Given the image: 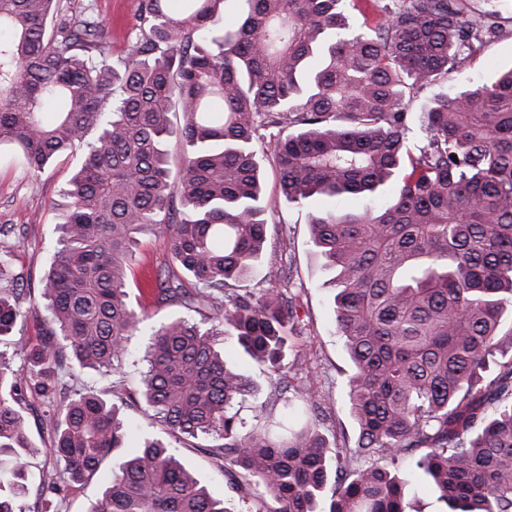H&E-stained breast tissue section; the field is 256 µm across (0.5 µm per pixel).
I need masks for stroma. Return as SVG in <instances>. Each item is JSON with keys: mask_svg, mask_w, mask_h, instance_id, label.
Masks as SVG:
<instances>
[{"mask_svg": "<svg viewBox=\"0 0 512 512\" xmlns=\"http://www.w3.org/2000/svg\"><path fill=\"white\" fill-rule=\"evenodd\" d=\"M86 2L94 17L111 27L112 55L120 57L129 36L139 31L138 0ZM509 69H512V32L507 31L489 42L469 64L467 71L473 79L489 81ZM78 162V156L65 154L38 174L9 160L0 163V225L12 228L9 235L0 236V257L8 261L4 268L7 277L23 275L25 287L31 290L30 298L23 304L27 312L25 319L17 324L12 339L0 340V352L6 355H15L20 343L39 341L45 331L44 274L56 248V227L63 220L65 199L62 191ZM264 178L265 194L274 205L266 251L252 276L240 281L239 286L257 293L272 284H286L296 303V334L290 339L288 365L297 376L307 377L319 390L332 394L335 404L331 419L323 423V433H335L340 426L346 433H353V424L341 406L344 397L342 372L348 369L350 362L335 325L334 290L320 256L309 242V214L324 207L325 202L316 199L301 208L289 205L278 191L273 165H266ZM159 271L172 276L178 274L179 269L171 259L164 233L151 228L140 236L128 273L130 297L135 309L145 315L147 328L186 313L183 306L159 307L141 294L139 286L145 277ZM147 342L145 332L131 338L122 374L113 376L77 369L65 377L64 382L74 389L91 386L104 393L122 384H139ZM218 348L228 365L248 375L258 387L254 398L238 406L239 417L246 425H254L258 405L277 403L268 384V374L263 366L251 360L235 337L223 336ZM22 411L28 420L31 441L37 448L36 455L29 460V470L33 478L55 480L58 466L52 453L54 436L41 398L27 394ZM222 443V438L216 435L184 437L174 443L178 461L193 469L200 484L217 497H227L228 490L224 475L213 463L209 451Z\"/></svg>", "mask_w": 512, "mask_h": 512, "instance_id": "1", "label": "stroma"}]
</instances>
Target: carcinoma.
<instances>
[{
    "mask_svg": "<svg viewBox=\"0 0 512 512\" xmlns=\"http://www.w3.org/2000/svg\"><path fill=\"white\" fill-rule=\"evenodd\" d=\"M57 2L0 0V157L36 173L83 150L44 279L48 328L20 348V366L0 354V512L31 489L27 391L47 404L61 472L42 485L41 512H60L56 498L109 456L86 512H231L166 440L142 436L124 451L119 407L61 384L72 366L122 369L142 322L131 249L155 226L195 292L159 273L150 294L201 319L154 329L140 385L115 396L170 436L224 438L209 452L253 512H408L419 471L451 512H512V69L490 82L464 75L512 14L470 0H237L239 22L223 27L227 0H139L140 33L115 61L108 27ZM441 79L454 92L412 112ZM172 138L185 147L176 176ZM269 158L297 206L396 182L375 209L310 220L334 274L352 439L321 433L332 396L309 386L279 413L260 409L248 430L233 411L256 387L224 363V328L277 391L294 332L282 289L229 287L262 257ZM21 300L14 288L0 295V336L22 318Z\"/></svg>",
    "mask_w": 512,
    "mask_h": 512,
    "instance_id": "obj_1",
    "label": "carcinoma"
}]
</instances>
